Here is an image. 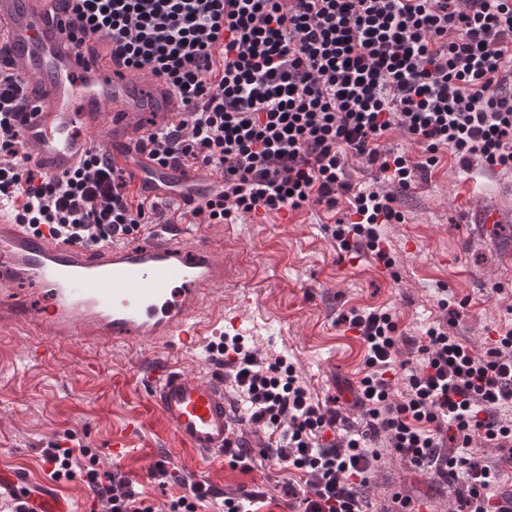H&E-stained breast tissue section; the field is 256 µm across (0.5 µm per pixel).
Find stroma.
Listing matches in <instances>:
<instances>
[{
  "label": "stroma",
  "instance_id": "obj_1",
  "mask_svg": "<svg viewBox=\"0 0 512 512\" xmlns=\"http://www.w3.org/2000/svg\"><path fill=\"white\" fill-rule=\"evenodd\" d=\"M347 170L360 188L396 200L401 221L380 227L391 266L364 251L338 250L329 228L349 216L343 197L332 211L316 204L293 211L288 224L277 213L246 214L197 225L196 231L224 247V293L214 297L213 309L239 315L250 347L290 357L314 393L335 397L343 415L356 422L351 387L365 373V346L346 336L341 313L391 311L407 336L440 323L477 352L512 325V169L487 170L477 157L464 165L448 150L406 189L355 157ZM470 207L496 213L497 222L468 223L464 211ZM442 299L464 302L460 317L449 318L438 305ZM44 341L26 325L0 335V449L8 451L6 463L41 475L44 448L59 443L91 449L100 471H111L107 439L147 396L137 365L152 347L74 343L30 361L29 349ZM113 375L127 379L126 391L101 400ZM380 453L363 489L368 512H391L397 493L419 502L424 512H454L461 482L432 483L394 449ZM182 473L231 496L265 491L269 500L259 512H285L284 485L292 479L265 460L245 472L226 460L210 466L186 459Z\"/></svg>",
  "mask_w": 512,
  "mask_h": 512
}]
</instances>
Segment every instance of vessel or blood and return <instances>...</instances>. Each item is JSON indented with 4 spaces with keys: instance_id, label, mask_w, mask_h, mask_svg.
I'll return each mask as SVG.
<instances>
[{
    "instance_id": "obj_1",
    "label": "vessel or blood",
    "mask_w": 512,
    "mask_h": 512,
    "mask_svg": "<svg viewBox=\"0 0 512 512\" xmlns=\"http://www.w3.org/2000/svg\"><path fill=\"white\" fill-rule=\"evenodd\" d=\"M94 40L62 0H0V46L24 89L21 145L51 177L66 176L95 148L123 165L150 130L184 117L180 99L158 79L87 54ZM174 177L204 190L215 186L214 177L192 166L153 173L157 184ZM29 281L39 285L47 308L12 295ZM0 289L11 294L0 301V332L22 322L59 346L159 341L192 349L206 328L204 307L224 291V248L184 222L151 225L139 240L116 236L90 245L33 233L1 208ZM138 371L149 394L137 423L159 422L182 453L221 460L235 427L223 367L192 375L157 355ZM108 454L117 469L139 473L160 462L156 449L136 448L125 429L111 435ZM0 505L9 512H77L54 484L3 464Z\"/></svg>"
}]
</instances>
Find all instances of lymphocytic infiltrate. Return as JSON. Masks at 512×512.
I'll list each match as a JSON object with an SVG mask.
<instances>
[{"label":"lymphocytic infiltrate","mask_w":512,"mask_h":512,"mask_svg":"<svg viewBox=\"0 0 512 512\" xmlns=\"http://www.w3.org/2000/svg\"><path fill=\"white\" fill-rule=\"evenodd\" d=\"M110 60L148 70L177 95L186 118L149 134L142 145L155 165L199 166L221 184L192 215L220 224L236 213L335 209L346 196L353 220L337 224L340 250L361 246L389 256L378 227L400 220L392 196L356 188L346 173L357 156L409 187L452 149L461 163L483 159L512 168V0H64ZM20 90L0 70V199L32 230L96 243L147 230L157 204L136 174L99 152L63 179L49 177L21 150ZM399 126L421 144L413 162L379 147ZM341 323L367 347L354 427L329 401L314 397L285 357L258 356L243 337L226 336L210 352L223 359L230 392L244 410L241 425L268 436L225 449L233 466L256 458L296 470L287 485L298 512H367L360 489L391 448L435 482L462 480L458 512H512V491H499L512 466V329L475 352L442 327H429L399 357L391 313L350 311ZM406 391L392 396L395 375ZM498 449L485 463L475 445ZM53 479L81 473L107 512H156L132 481L100 473L88 449H45ZM87 457L78 465L77 456Z\"/></svg>","instance_id":"f902f5d3"}]
</instances>
